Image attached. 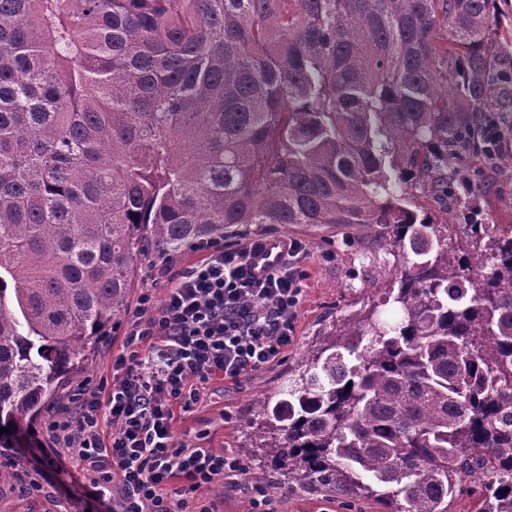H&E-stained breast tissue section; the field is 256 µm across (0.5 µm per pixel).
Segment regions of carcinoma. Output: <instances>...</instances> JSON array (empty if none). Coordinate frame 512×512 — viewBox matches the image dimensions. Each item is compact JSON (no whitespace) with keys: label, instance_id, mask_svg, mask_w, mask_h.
<instances>
[{"label":"carcinoma","instance_id":"obj_1","mask_svg":"<svg viewBox=\"0 0 512 512\" xmlns=\"http://www.w3.org/2000/svg\"><path fill=\"white\" fill-rule=\"evenodd\" d=\"M493 2L0 0V428L84 368L144 264L342 224L390 247L396 317L323 333L240 455L388 512H512V225L466 250L411 208L512 106Z\"/></svg>","mask_w":512,"mask_h":512}]
</instances>
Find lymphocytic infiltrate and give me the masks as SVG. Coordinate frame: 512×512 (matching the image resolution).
<instances>
[{
    "instance_id": "f902f5d3",
    "label": "lymphocytic infiltrate",
    "mask_w": 512,
    "mask_h": 512,
    "mask_svg": "<svg viewBox=\"0 0 512 512\" xmlns=\"http://www.w3.org/2000/svg\"><path fill=\"white\" fill-rule=\"evenodd\" d=\"M263 243L209 244L200 263L167 276L162 306L144 291L109 393L82 389L49 419L54 447L79 463L93 498L111 497L112 512H219L199 493L235 477L249 512H277L264 485L244 481L240 457L178 441L174 430L176 411H191L214 379L265 369L296 339L302 248L282 238V262L259 277L251 256Z\"/></svg>"
}]
</instances>
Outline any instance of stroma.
<instances>
[{
    "mask_svg": "<svg viewBox=\"0 0 512 512\" xmlns=\"http://www.w3.org/2000/svg\"><path fill=\"white\" fill-rule=\"evenodd\" d=\"M512 161V142L496 158H488L475 149H467L459 164L460 185L449 193L447 201L418 195L416 211L420 217L435 223H448L453 241H460L458 227L467 223L472 211H480L494 223L512 225V181L501 173L505 161ZM261 237L297 239L307 251L302 263V300L295 321L296 341L283 357L270 367L245 374L239 383L215 382L204 401L191 411L178 412L175 434L180 439L202 436L205 447L217 452H233L245 440L241 424L251 414L254 397L273 391L288 376L291 367L300 364L305 351L314 345L318 333L358 311L369 301L381 300L378 282L383 268L371 255L381 248L375 236H359L351 228L336 227L314 234L299 227L268 226ZM333 253L332 261H322L323 253ZM128 317H121L108 327L94 355L83 371L68 382L47 403L53 412L68 402L79 385L111 387L112 359L123 350ZM44 420H37L28 430L0 437V466L16 462L21 468L44 470L48 479L41 495L28 497L18 486L0 488V512H112L110 501L88 497L80 483L72 478L79 465L64 460L62 467L51 462ZM246 480L265 484L277 502L279 512H386L383 505L363 499L347 506L344 498L329 492H315L300 486L286 489L284 477L270 460L255 451L246 463Z\"/></svg>",
    "mask_w": 512,
    "mask_h": 512,
    "instance_id": "stroma-1",
    "label": "stroma"
}]
</instances>
